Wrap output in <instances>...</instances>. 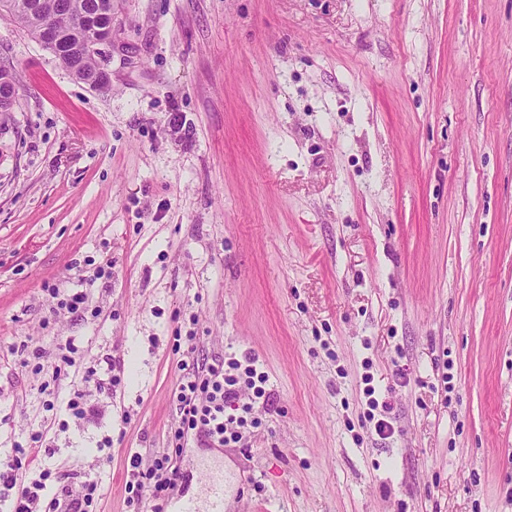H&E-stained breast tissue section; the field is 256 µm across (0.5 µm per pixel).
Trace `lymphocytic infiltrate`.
<instances>
[{
  "label": "lymphocytic infiltrate",
  "mask_w": 512,
  "mask_h": 512,
  "mask_svg": "<svg viewBox=\"0 0 512 512\" xmlns=\"http://www.w3.org/2000/svg\"><path fill=\"white\" fill-rule=\"evenodd\" d=\"M77 347L72 338L57 337L54 351L43 347L32 350L31 356L41 360L47 356L55 358L72 368L79 379V386L67 402L70 413L79 419L93 415L95 409L88 405L91 392L111 393L113 387L121 382L120 377L111 375L101 377L95 367L78 362ZM182 376L178 381L174 396L177 402L179 426L174 434L172 450L155 456L151 462H144L140 454L130 457L125 489L129 493L128 505L135 512H163V503L180 478V470L173 462L175 455L181 454L189 439L202 437L211 446L224 447L239 443L243 435L244 418L225 417L224 410L237 407L241 386H248L255 397H265V376L259 375L252 365L242 364L237 359H216L205 367L192 366L181 362ZM53 424L42 420L31 436V446L22 455L0 463V484L15 492L13 512H93V506L100 496L97 480L86 479L79 485L64 483L63 473L52 472L49 468H40L36 478L24 479V471L30 470L36 458L42 452L47 435ZM60 482L58 495L45 498L43 492L47 481ZM151 488L150 497H143L144 488Z\"/></svg>",
  "instance_id": "f902f5d3"
}]
</instances>
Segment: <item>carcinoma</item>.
I'll list each match as a JSON object with an SVG mask.
<instances>
[{"label":"carcinoma","instance_id":"1","mask_svg":"<svg viewBox=\"0 0 512 512\" xmlns=\"http://www.w3.org/2000/svg\"><path fill=\"white\" fill-rule=\"evenodd\" d=\"M112 6V0H11L8 19L26 32L31 38L39 39V26L31 17V8L38 10L39 18L50 21L74 45L86 38L85 29L78 19L98 13L104 6ZM103 55H74L59 60L68 72H76L79 79L95 82V87L107 84L102 65Z\"/></svg>","mask_w":512,"mask_h":512}]
</instances>
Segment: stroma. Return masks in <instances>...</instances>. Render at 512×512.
Here are the masks:
<instances>
[{"mask_svg": "<svg viewBox=\"0 0 512 512\" xmlns=\"http://www.w3.org/2000/svg\"><path fill=\"white\" fill-rule=\"evenodd\" d=\"M112 31L99 90L0 18V458L44 414L22 347L73 337L122 383L79 421L60 375L45 464L111 439L94 512H129L192 330L271 399L222 457L188 443L183 490L217 466L227 512H512V0H112Z\"/></svg>", "mask_w": 512, "mask_h": 512, "instance_id": "35a3bbf8", "label": "stroma"}]
</instances>
